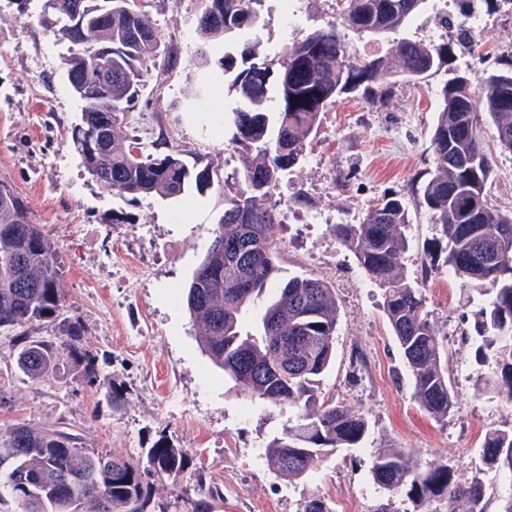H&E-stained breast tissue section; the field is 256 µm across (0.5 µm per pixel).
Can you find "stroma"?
Here are the masks:
<instances>
[{"mask_svg":"<svg viewBox=\"0 0 512 512\" xmlns=\"http://www.w3.org/2000/svg\"><path fill=\"white\" fill-rule=\"evenodd\" d=\"M44 0H0V181L9 183L33 223L53 242L61 267L65 314L79 319L83 344L94 353L117 395L109 400L71 371L45 382L23 378L10 331H0V433L14 424L68 428L82 446L123 457L165 440L185 449L187 493L161 480L151 485V512H190L189 490L219 487L216 512H306L322 500L329 512H415L403 496L369 478L376 448L405 449L423 464L445 463L467 477L479 469L489 430L512 427V404L477 393L480 370L461 338L466 294L447 265L423 276L435 229L420 205L433 168L431 131L437 90L456 70L480 80L500 57L456 48L448 66L415 83L370 84L367 93L339 98L321 115L305 163L276 191L286 223L274 232L282 275L328 282L338 305L336 354L324 397L359 409L373 432L359 448L325 458L308 476L290 480L270 471L254 450L281 419H266L259 402L238 392L202 352L199 329L185 304L186 284L209 247L224 212V180L242 167L246 147L230 143L224 106L232 95L219 85L210 120L189 111L198 46L195 0H140L157 24L160 52L126 133L151 132L186 150L189 164L216 178L205 192L132 198L103 189L86 171L73 142L81 103L64 80L66 44L39 23ZM296 15L285 22L286 10ZM330 0H262L256 36L267 55L333 17ZM484 138L494 161L486 193L501 213H512V153L500 150L492 124ZM402 196L412 221L404 270L422 280L426 308L447 353L455 393L448 420L438 422L414 401L382 303L372 280L334 232L355 224L383 195ZM130 268L117 270L118 257ZM152 334L136 338L142 326Z\"/></svg>","mask_w":512,"mask_h":512,"instance_id":"35a3bbf8","label":"stroma"}]
</instances>
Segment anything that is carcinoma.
Here are the masks:
<instances>
[{"label": "carcinoma", "mask_w": 512, "mask_h": 512, "mask_svg": "<svg viewBox=\"0 0 512 512\" xmlns=\"http://www.w3.org/2000/svg\"><path fill=\"white\" fill-rule=\"evenodd\" d=\"M41 26L71 45L65 79L82 102L76 149L87 172L102 187L134 198H174L213 182L209 169L189 167L184 151L144 152L123 127L148 76V62L160 45L152 17L133 0H112V19L77 29L71 17L78 0H50ZM218 13L199 22V46L193 65L216 73L235 93L225 111L231 143L251 149L236 175V189L224 194V213L213 240L195 268L186 291L192 321L200 328L202 351L224 370L245 395L268 408L288 412L281 431L264 440L261 455L274 473L291 480L308 475L325 456L354 447L372 432L360 411L324 399L321 380L335 353L338 307L331 286L318 278L292 276L279 294L251 318L246 313L279 274L272 203L283 175L301 164L321 113L336 99L368 83L398 77L420 81L450 60L451 43L415 41L403 36L429 0H344L338 21L286 46L274 58L260 52L250 35L258 27L261 0H207ZM396 36L392 57H357L349 37ZM112 57V82L94 74L102 56ZM439 108L431 134L433 171L422 205L439 243L446 241L445 263L462 286L489 298L473 310L474 335L466 337L476 362L487 368L476 389L512 403V215L491 207L486 187L494 175L487 152L472 80L458 72L439 90ZM482 111L496 131L497 144L512 153V57L481 78ZM275 107H270V102ZM112 104V121L100 108ZM404 200L384 195L357 224H337L335 233L360 266L385 286L383 312L396 339L419 407L436 421L455 407L441 344L426 311L422 284L404 273L406 228ZM256 242L249 261L231 250L247 239ZM489 247L500 260L494 276L486 270ZM56 251L41 225L31 223L23 200L0 183V329L15 332L19 372L47 380L73 367L88 382L112 396V382L100 374L96 357L83 347L78 320L62 318L65 296L59 288ZM63 320L65 338L57 343L39 330ZM80 437L60 428L17 424L0 434V502L15 512H148L154 479L181 487L188 454L167 442L145 449L138 458H116L79 446ZM484 468L468 479L441 463L424 466L401 448L375 449L373 483L402 495L418 512H448L462 502L464 512H486L483 475L512 477V428L486 433L481 448ZM224 499L216 488L196 492L191 512H214Z\"/></svg>", "instance_id": "cac0c4a2"}]
</instances>
